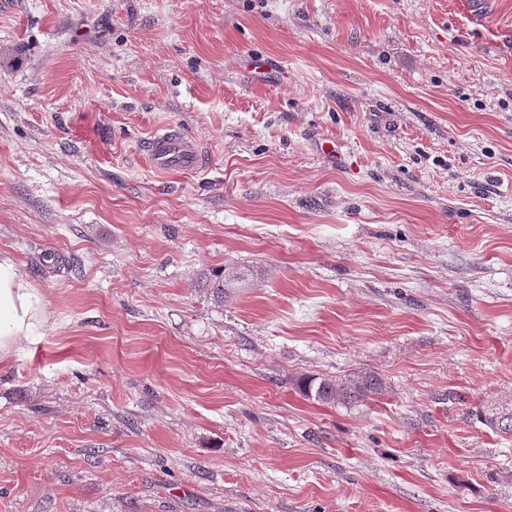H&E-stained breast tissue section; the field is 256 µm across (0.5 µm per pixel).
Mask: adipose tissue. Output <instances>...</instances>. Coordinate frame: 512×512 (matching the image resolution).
<instances>
[{
    "mask_svg": "<svg viewBox=\"0 0 512 512\" xmlns=\"http://www.w3.org/2000/svg\"><path fill=\"white\" fill-rule=\"evenodd\" d=\"M33 309L32 295L10 258H0V352L22 332Z\"/></svg>",
    "mask_w": 512,
    "mask_h": 512,
    "instance_id": "1",
    "label": "adipose tissue"
}]
</instances>
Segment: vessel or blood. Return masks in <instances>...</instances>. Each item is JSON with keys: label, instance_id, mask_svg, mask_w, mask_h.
I'll list each match as a JSON object with an SVG mask.
<instances>
[{"label": "vessel or blood", "instance_id": "vessel-or-blood-1", "mask_svg": "<svg viewBox=\"0 0 512 512\" xmlns=\"http://www.w3.org/2000/svg\"><path fill=\"white\" fill-rule=\"evenodd\" d=\"M142 153L159 173L194 170L201 168L204 162L200 144L174 128L150 136L142 146Z\"/></svg>", "mask_w": 512, "mask_h": 512}]
</instances>
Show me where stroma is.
<instances>
[{
	"mask_svg": "<svg viewBox=\"0 0 512 512\" xmlns=\"http://www.w3.org/2000/svg\"><path fill=\"white\" fill-rule=\"evenodd\" d=\"M0 254V512H512V0H0ZM141 151L158 173L199 169L204 162L200 144L174 128L154 133L143 143ZM32 310L29 288L15 273L11 259L0 257V353L22 332ZM203 275V277H200V281H198L199 287L209 288L212 296L219 303L224 300V294H226L224 288L242 287L249 276L248 271L238 267H224L222 271H213L208 276L206 274ZM301 392L309 397L328 405L361 402L370 396L382 394L385 383L373 372L348 375L336 379H311L300 384ZM477 415L481 422L499 434L512 435V399L494 403Z\"/></svg>",
	"mask_w": 512,
	"mask_h": 512,
	"instance_id": "35a3bbf8",
	"label": "stroma"
}]
</instances>
